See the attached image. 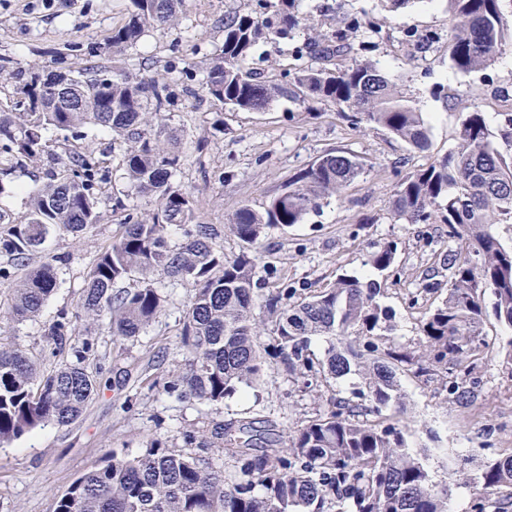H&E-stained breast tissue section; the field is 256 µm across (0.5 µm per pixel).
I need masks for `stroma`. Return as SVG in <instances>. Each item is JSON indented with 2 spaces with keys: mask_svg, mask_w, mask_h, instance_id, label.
<instances>
[{
  "mask_svg": "<svg viewBox=\"0 0 512 512\" xmlns=\"http://www.w3.org/2000/svg\"><path fill=\"white\" fill-rule=\"evenodd\" d=\"M254 3L185 0L173 24L150 29L136 46L114 57L105 46L113 29L123 24L131 0H0V72L15 77L0 84V101L14 100L15 81L25 79L32 66L57 71L114 67L134 77L170 73L171 101L161 119L177 131L184 155L172 182L192 194L195 221L213 227L228 258L241 249L226 227L238 208L263 206L327 152L340 148L357 156L364 173L344 192L329 196L301 223L267 230L258 246L262 260L255 295L260 301L283 290L301 296L331 287L343 273L372 275L370 255L392 244L395 260L380 279L382 301L395 312L393 339L420 348V319L439 301L424 287L448 285L443 267L448 227L396 218V188L408 173L457 147L470 112H483L493 128L512 113V45L489 67L463 73L451 61L448 0H416L397 12L389 11L385 0H302L309 21L294 42L260 44L247 60V67L289 84L299 68L311 64L297 58L295 45L343 27L350 16L365 19L375 35L367 40L358 33L352 42L366 44L365 59L377 63L421 112L429 147L419 152L383 128L350 125L328 105L308 113L282 98L267 111L241 112L211 103L200 84L209 60L223 47L224 15ZM100 142L109 145L106 197L141 213L152 211L153 198L127 181L125 145L111 131L90 130L73 147L80 151ZM43 181L42 167L12 169L6 182L13 191L0 196V209L23 216L27 191ZM120 232L119 216L108 213L79 234L51 238L47 251L56 259L55 294L36 320H0V343L22 346L48 372L73 360L71 350L56 352L45 334L57 315L67 313L80 330L71 337L72 346L93 340L95 353L87 365L101 371L99 388L77 421L65 427L49 424L0 446V512H54L72 481L106 451L135 456L155 441L179 448L185 433L207 435L215 425L248 416L283 432L326 412L332 393L347 397L354 388L350 377L337 380L330 392L273 372L260 388L218 405L170 393L169 385L184 368L182 311L194 294L192 283L159 280L166 307L140 336L125 341L113 339L106 322L88 323L80 308L90 268ZM486 332L491 345L469 376L477 393L469 405L450 401L439 380L402 379L408 443L415 449L433 447L430 464L440 481L452 472L474 473L480 459L512 453V366L504 351L512 328L490 322Z\"/></svg>",
  "mask_w": 512,
  "mask_h": 512,
  "instance_id": "1",
  "label": "stroma"
}]
</instances>
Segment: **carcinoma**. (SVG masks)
<instances>
[{
	"mask_svg": "<svg viewBox=\"0 0 512 512\" xmlns=\"http://www.w3.org/2000/svg\"><path fill=\"white\" fill-rule=\"evenodd\" d=\"M500 0H448L453 24L452 62L471 72L495 62L512 38V15ZM184 0H132L125 22L112 31L106 50L117 55L145 33L171 21ZM300 0H256L255 8L224 20V49L212 59L202 79L206 96L237 111L259 112L280 97L311 109L331 105L353 125L378 126L423 151L429 133L421 113L390 82L377 64L354 59L342 68L303 69L294 83L265 81L245 63L261 42H288L303 24ZM372 30L354 17L348 28L312 38L305 51L315 60L351 52L349 33ZM84 69L75 96L80 105L62 108L37 71L16 87L17 101L0 106V146L8 168L28 160L50 162L46 182L29 193L20 219L0 211V253L11 257L0 277L17 272L7 302L15 322L34 320L58 286L56 266L43 257L47 240L75 234L103 220L99 184L106 180L101 150L69 151L63 141L84 138L88 127L108 128L126 144L123 165L128 182L155 199L144 217L126 211L122 232L99 254L87 275L80 306L94 320H108L112 336L131 339L162 311L165 297L152 284L156 276L194 286L183 316L181 344L185 372L170 392L205 404H221L241 387H254L270 367L291 379L311 377L325 383L348 375L359 379L352 397L330 398L331 409L318 413L284 437L243 418L219 427L228 469L207 457L206 441L184 436L185 447L154 442L134 457L113 452L77 477L57 500L55 512H448L458 482L440 483L429 465V449L408 446L396 423L371 420L388 408L407 412L401 376L446 377L448 398H475L466 386L477 357L489 346L485 325L494 320L512 327V245L494 231L512 224V114L498 130L488 128L474 111L462 123L456 150L399 183L394 215L409 224L448 225V292L424 313L419 330L425 353L388 339L395 314L380 300L374 280L340 277L290 305L279 294L255 298L257 245L272 226L299 224L321 201L339 193L363 173V163L347 151L324 154L300 170L285 191L262 209L243 205L229 228L242 244L232 260L224 259L214 229L187 224L185 242L169 244L170 224H186L192 215L188 192L174 187L173 174L183 162L172 129L152 127L147 112H163L171 85L164 77H133L117 70ZM391 245L372 254V267L383 272L394 263ZM139 279L138 288L120 284ZM271 317L268 342H259L263 315ZM75 327L62 313L49 326L54 345L67 346ZM313 336L326 339L319 358L309 350ZM75 361L48 373L20 346H0V445L20 440L48 424L69 426L97 391V376L84 361L94 343L73 349ZM474 512H509V502L488 496L512 486V454L494 456L477 466Z\"/></svg>",
	"mask_w": 512,
	"mask_h": 512,
	"instance_id": "obj_1",
	"label": "carcinoma"
}]
</instances>
